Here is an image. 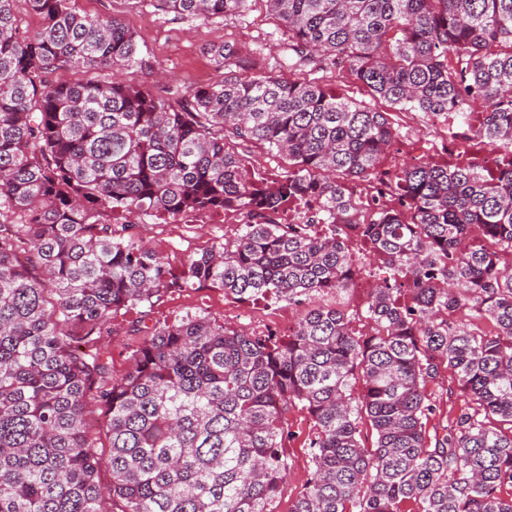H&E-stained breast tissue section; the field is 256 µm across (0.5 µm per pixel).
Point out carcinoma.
Masks as SVG:
<instances>
[{
  "label": "carcinoma",
  "instance_id": "cac0c4a2",
  "mask_svg": "<svg viewBox=\"0 0 512 512\" xmlns=\"http://www.w3.org/2000/svg\"><path fill=\"white\" fill-rule=\"evenodd\" d=\"M15 2L0 0V512H276L296 406L314 432L290 512H512V0H264L288 72L342 69L372 100L451 113L465 134L461 161L394 171L398 206L368 216L345 186L376 175L388 113L314 80L242 77L226 44L210 47L223 77L207 84L107 80L141 62L129 25L26 0L43 19L27 35ZM154 2L205 21L251 0ZM65 69L90 78L48 80ZM237 141L280 156L279 179L253 178ZM312 200L323 231L275 220ZM217 210L250 222L178 273L134 232L139 215ZM356 238L383 273L366 333L322 305L282 339L188 314L152 328L121 378L101 357L112 315L172 291L344 292L365 273ZM443 365L469 402L431 436Z\"/></svg>",
  "mask_w": 512,
  "mask_h": 512
}]
</instances>
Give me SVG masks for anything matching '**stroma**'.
<instances>
[{
  "label": "stroma",
  "instance_id": "obj_1",
  "mask_svg": "<svg viewBox=\"0 0 512 512\" xmlns=\"http://www.w3.org/2000/svg\"><path fill=\"white\" fill-rule=\"evenodd\" d=\"M75 6L82 13L121 18L133 29L141 62L123 70L122 78L131 85L153 91L165 81L188 87L201 75L216 79L218 73L208 54L213 45L226 43L233 47L234 68L244 77L276 67L283 55L282 26L268 15L263 0H254L244 15L206 22L162 14L142 0H76ZM238 230L235 224H184L176 220L158 224L147 217L136 226L143 244L163 256L176 271L189 255L208 249L214 242L233 239ZM197 312L207 314L217 323L246 330L251 321L270 323L282 312L297 318L301 307L281 299L256 308L227 297L216 288H187L166 294L150 310H124L112 317L100 348L113 376L118 378L128 371L132 351L145 339L144 333L138 332V325L151 327ZM427 390L436 405L429 427L439 428L452 422L465 405L459 386L448 370H441ZM288 428L292 433L286 448L289 470L281 486L277 512H290L310 468L307 446L313 432L310 416L305 410L292 409L288 413Z\"/></svg>",
  "mask_w": 512,
  "mask_h": 512
}]
</instances>
